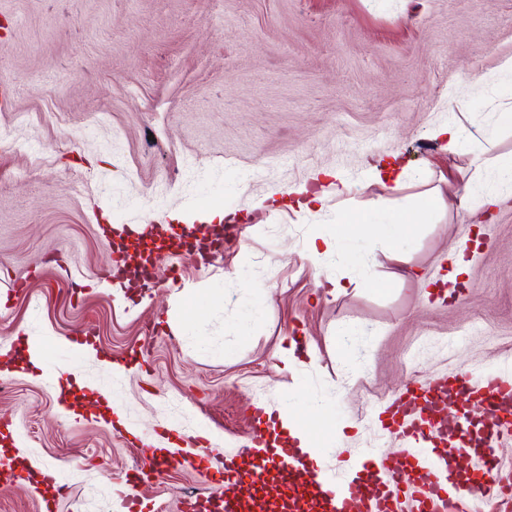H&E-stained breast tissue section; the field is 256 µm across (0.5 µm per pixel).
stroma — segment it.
<instances>
[{"mask_svg": "<svg viewBox=\"0 0 512 512\" xmlns=\"http://www.w3.org/2000/svg\"><path fill=\"white\" fill-rule=\"evenodd\" d=\"M510 57L512 0H0V138L43 151L0 152V457L30 473L0 512H181L212 474L127 485L139 440L234 454L257 405L309 424L343 485L365 449L403 456L376 415L409 379L512 375V192L460 208L479 173L443 135L512 156V96L467 77ZM402 202L421 215L393 239ZM212 206L237 231L210 265L105 279L113 229L199 237ZM45 467L76 477L57 492Z\"/></svg>", "mask_w": 512, "mask_h": 512, "instance_id": "1", "label": "stroma"}]
</instances>
